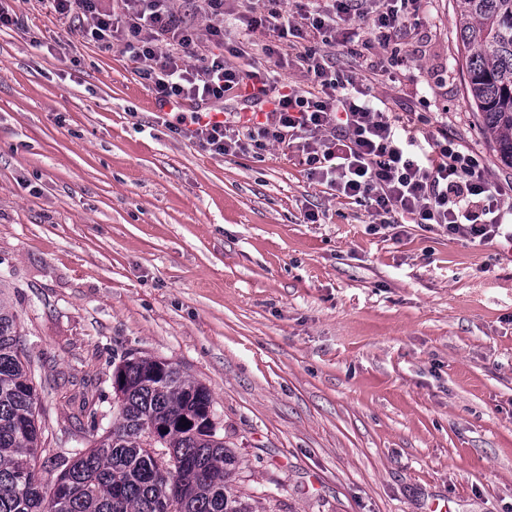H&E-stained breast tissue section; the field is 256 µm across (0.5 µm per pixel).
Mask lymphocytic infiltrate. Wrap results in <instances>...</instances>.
Here are the masks:
<instances>
[{"label": "lymphocytic infiltrate", "mask_w": 512, "mask_h": 512, "mask_svg": "<svg viewBox=\"0 0 512 512\" xmlns=\"http://www.w3.org/2000/svg\"><path fill=\"white\" fill-rule=\"evenodd\" d=\"M58 21L81 22L82 34L139 66L159 105L182 111L172 133L189 136L217 155L275 143L301 153L310 176L339 195L369 203L389 224L436 225L471 242H512V185L494 186L475 153L447 131H431L420 112H386L362 98L351 76L330 65L321 46L350 43L358 28L373 34L381 64L394 65L398 39L420 23L421 0H266L260 15L243 16L247 33L263 32L267 62L302 71L305 84L273 79L268 70L242 71L228 56L245 43L225 44L224 19L240 0H191L205 20L197 28L178 0H36ZM232 97L246 112H223Z\"/></svg>", "instance_id": "lymphocytic-infiltrate-1"}]
</instances>
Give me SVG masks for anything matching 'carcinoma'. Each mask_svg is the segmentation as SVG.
Returning a JSON list of instances; mask_svg holds the SVG:
<instances>
[{
    "mask_svg": "<svg viewBox=\"0 0 512 512\" xmlns=\"http://www.w3.org/2000/svg\"><path fill=\"white\" fill-rule=\"evenodd\" d=\"M465 86L512 168V0H455ZM112 425L87 447L40 461L41 399L17 315L0 298V512H254L239 460L203 425L209 388L168 361L128 357L114 373ZM154 448L179 467L163 475Z\"/></svg>",
    "mask_w": 512,
    "mask_h": 512,
    "instance_id": "cac0c4a2",
    "label": "carcinoma"
}]
</instances>
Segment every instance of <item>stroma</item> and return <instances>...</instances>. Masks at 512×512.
Returning a JSON list of instances; mask_svg holds the SVG:
<instances>
[{
	"mask_svg": "<svg viewBox=\"0 0 512 512\" xmlns=\"http://www.w3.org/2000/svg\"><path fill=\"white\" fill-rule=\"evenodd\" d=\"M0 32V297L35 360L46 447L112 420L115 368L205 384L257 512H512V243L385 228L278 147L172 133L136 64L22 0ZM404 73L337 69L512 183L465 89L453 0H423Z\"/></svg>",
	"mask_w": 512,
	"mask_h": 512,
	"instance_id": "35a3bbf8",
	"label": "stroma"
}]
</instances>
